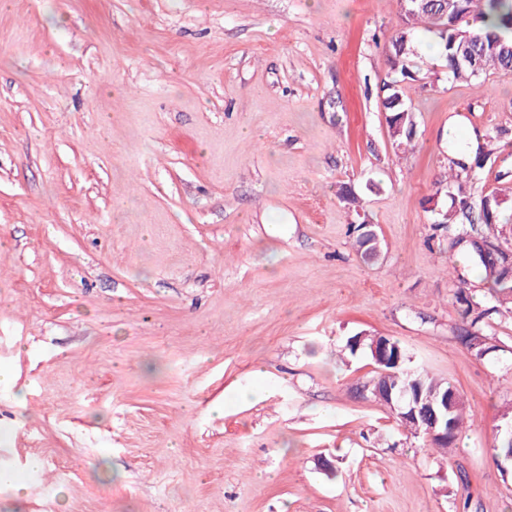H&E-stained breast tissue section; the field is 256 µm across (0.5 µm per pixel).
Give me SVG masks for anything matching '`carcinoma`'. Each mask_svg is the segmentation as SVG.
Returning a JSON list of instances; mask_svg holds the SVG:
<instances>
[{
	"label": "carcinoma",
	"mask_w": 512,
	"mask_h": 512,
	"mask_svg": "<svg viewBox=\"0 0 512 512\" xmlns=\"http://www.w3.org/2000/svg\"><path fill=\"white\" fill-rule=\"evenodd\" d=\"M422 29L432 34L440 61V69L429 72L426 75L428 79L454 82L478 78L491 70L512 71V0H453L452 7L447 11L443 10L441 0H430L425 8L418 4L407 5L390 42V80L383 83L385 90L382 101L390 135L402 146L410 144L415 138L413 115L405 103V87L423 80L420 70L412 64ZM459 31L472 36L478 61L475 69L465 63H455L453 43ZM456 166L457 170L450 174L452 181L448 182V186L455 187V192L451 196L444 228L454 227V244L465 245L469 258L484 269L493 283L490 292L492 301L484 305L472 303L462 287L454 292L456 301L463 306L462 321L468 324L461 340L468 349L478 353L483 342L491 340L486 329L490 327L492 317L500 313L498 303L512 300V275L506 268L512 262V253L495 245L488 236L491 221H500L502 201L492 197L491 211L481 213L467 190L472 176L466 164L458 162ZM386 342L389 343L391 356L399 359L398 365L390 367L393 374L389 376L375 373L365 383L363 390L373 398H382L386 406L390 405L386 390L388 386L394 394L402 388L411 387L420 394L422 406L440 399L445 392L454 394L451 411L448 412V434L451 440H456L463 424V397L453 392L450 383L436 378L429 371L408 368L410 357L398 340L388 337ZM493 451L495 460L512 462V432L508 431V427L497 431Z\"/></svg>",
	"instance_id": "obj_1"
}]
</instances>
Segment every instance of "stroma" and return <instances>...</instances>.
Wrapping results in <instances>:
<instances>
[{"mask_svg": "<svg viewBox=\"0 0 512 512\" xmlns=\"http://www.w3.org/2000/svg\"><path fill=\"white\" fill-rule=\"evenodd\" d=\"M398 22L397 0L0 9V512H512V315L495 351L461 343L454 281L491 282L433 234L453 126L493 143L474 195L512 250V72L414 83L397 149ZM358 334L471 402L445 453L362 394Z\"/></svg>", "mask_w": 512, "mask_h": 512, "instance_id": "35a3bbf8", "label": "stroma"}]
</instances>
